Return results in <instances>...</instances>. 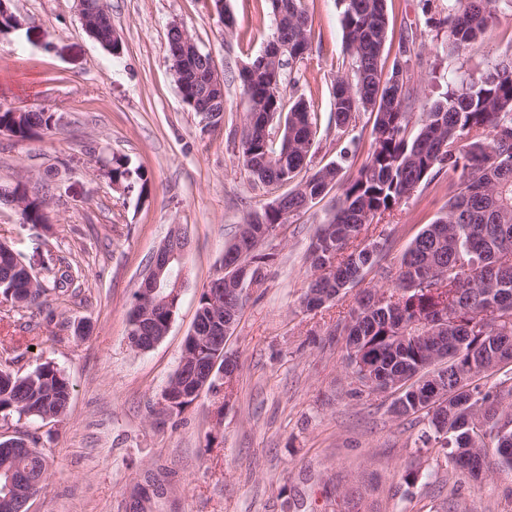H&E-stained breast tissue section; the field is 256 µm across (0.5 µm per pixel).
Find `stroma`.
<instances>
[{"instance_id":"35a3bbf8","label":"stroma","mask_w":512,"mask_h":512,"mask_svg":"<svg viewBox=\"0 0 512 512\" xmlns=\"http://www.w3.org/2000/svg\"><path fill=\"white\" fill-rule=\"evenodd\" d=\"M119 57L83 30L75 0H12L23 25L0 36V107L49 108L59 123L44 140L0 133V186L47 180L46 224H25L0 205V241L19 252L44 283L75 272L73 291L41 306L0 304V363L24 375L49 363L72 397L64 417H0V440L22 437L50 461L29 512H126L129 495L163 468L167 493L154 512H512V473L475 482L438 465L422 444L423 420L393 414L388 395L359 390L334 330L355 291L316 310L301 297L312 275L308 248L341 193L334 187L291 216L274 241L261 287L248 288L225 344L237 370L226 404L202 394L181 413L151 416L179 365L198 297L224 248L250 212L277 191L245 170L240 141L247 107L238 72L275 28L271 0H224L235 19L226 33L213 0H110ZM312 49L285 69L298 78L317 118L312 169L344 145L330 95L349 70L336 0H304ZM394 37H413L411 82L436 98L448 80L466 82L512 55V8L468 53L448 48L447 0H388ZM180 22L224 78V124L204 129L181 101L167 32ZM127 157L148 179L145 195L112 187L105 163ZM447 180L418 188L370 236H383V266H395L423 225L443 210ZM189 228L187 286L168 334L155 347L128 343V312L145 268L171 225ZM83 322L87 335L74 332ZM412 481H404L405 471Z\"/></svg>"}]
</instances>
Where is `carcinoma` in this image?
I'll use <instances>...</instances> for the list:
<instances>
[{"instance_id": "1", "label": "carcinoma", "mask_w": 512, "mask_h": 512, "mask_svg": "<svg viewBox=\"0 0 512 512\" xmlns=\"http://www.w3.org/2000/svg\"><path fill=\"white\" fill-rule=\"evenodd\" d=\"M386 0H338L343 36L350 56L351 75L336 76L332 106L336 129L350 148H358L363 132L357 131L355 114L375 115L371 148L354 176L340 163H330L309 177L295 181L313 156L317 133L314 113L303 97L284 104L283 73L262 70L258 79L238 74L242 96L255 119L254 131L242 136L240 153L250 174L260 182L288 185V211L306 199L321 195L327 182L342 183V195L333 215L319 225L309 246L311 266L327 268L328 275L308 289L319 294L331 289L339 296L355 287L366 271L379 265V241L357 243L362 231L381 216L408 200L421 185L442 175L459 174V183L443 213L424 226L403 253L395 269H382L384 278L401 291L398 303L377 307L365 290L356 298L348 317L336 322L343 337L346 366L355 376L358 361L373 367L381 386L400 382L394 412L419 414L431 437L439 444L445 463L480 480L486 467L512 472V323H481L477 318L490 309L512 315V57L504 56L477 79L461 88L448 84L443 97L425 102L421 125L409 134L411 107L416 93L409 74L412 45L399 42L389 69L382 56L389 42L390 21ZM496 0H448V42L461 55L482 39L496 19ZM286 65L302 61L311 51V23L302 0H288ZM286 114L288 134L275 140L263 125ZM14 129L20 141L35 140L55 128L53 113L45 110L16 112L0 108V125ZM112 181L132 189L147 179L133 174L125 157L114 156ZM44 195L32 194L24 208V224H39ZM287 222L280 210L264 207L248 214L245 223L255 230L280 227ZM275 259L263 243L245 258L246 282L260 285L264 270ZM72 280L69 271L54 277L53 290H64ZM223 278L214 275L200 294L195 322L208 326L222 310L212 303ZM30 279L26 266L10 246L0 241V295L17 307L41 305L51 290ZM169 315L164 306L145 300L132 305L128 336L145 325L137 350L150 348V338L162 336ZM446 350L442 366L430 362L436 348ZM182 354L184 370H176L164 393V412L180 413L199 398L194 363L213 358L201 340L188 335ZM498 375L487 388L480 380ZM446 390L438 410L425 405L420 392L433 389V381ZM72 387L57 368L43 364L24 377L0 364V416L53 419L63 415ZM0 486L6 473L46 480L48 461L37 446L24 439L0 441Z\"/></svg>"}]
</instances>
